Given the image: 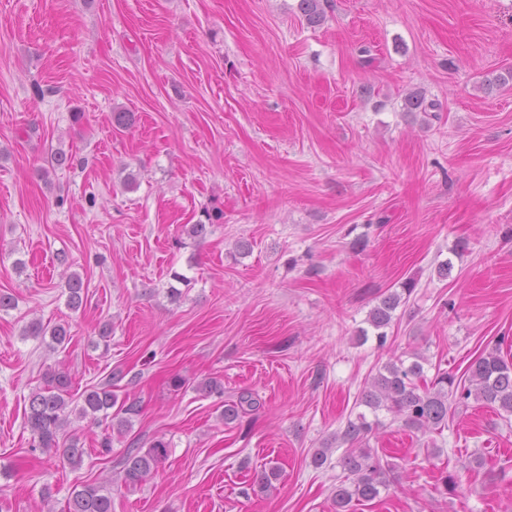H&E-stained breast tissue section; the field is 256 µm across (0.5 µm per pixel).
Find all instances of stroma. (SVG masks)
<instances>
[{
  "instance_id": "obj_1",
  "label": "stroma",
  "mask_w": 512,
  "mask_h": 512,
  "mask_svg": "<svg viewBox=\"0 0 512 512\" xmlns=\"http://www.w3.org/2000/svg\"><path fill=\"white\" fill-rule=\"evenodd\" d=\"M298 4L0 0L5 512H63L86 484L110 488L113 512H334L333 440L383 365L418 353L426 377L460 376L512 340V82L481 87L512 69V0H327L315 28ZM413 91L435 110L407 112ZM53 150L74 165L41 177ZM212 207L223 222L185 237ZM60 252L84 283L76 311ZM175 272L191 283L173 300ZM409 280L386 344L362 337ZM34 319L68 341L24 336ZM57 366L75 396L115 369L136 380L117 389L140 402L129 435L79 419L60 435L85 448L77 468L34 448L24 420ZM208 379L223 394L198 392ZM244 393L256 409L224 422ZM380 419L369 446L398 480L350 512H512V419L474 402L439 432ZM157 437V473L115 483L130 440ZM271 461L274 491L252 489Z\"/></svg>"
}]
</instances>
